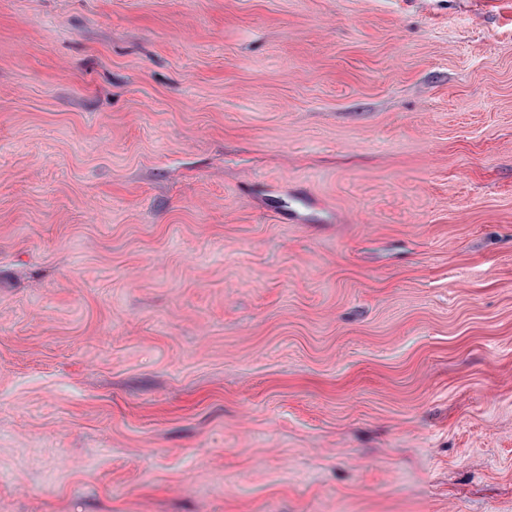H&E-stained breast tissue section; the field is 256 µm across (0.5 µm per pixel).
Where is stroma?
I'll use <instances>...</instances> for the list:
<instances>
[{
  "instance_id": "obj_1",
  "label": "stroma",
  "mask_w": 512,
  "mask_h": 512,
  "mask_svg": "<svg viewBox=\"0 0 512 512\" xmlns=\"http://www.w3.org/2000/svg\"><path fill=\"white\" fill-rule=\"evenodd\" d=\"M0 512H512V0H0Z\"/></svg>"
}]
</instances>
